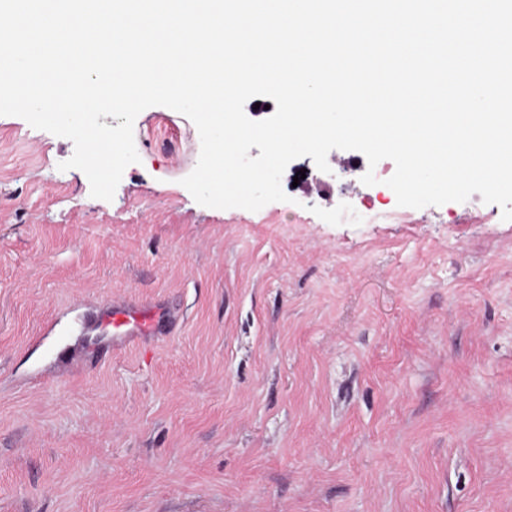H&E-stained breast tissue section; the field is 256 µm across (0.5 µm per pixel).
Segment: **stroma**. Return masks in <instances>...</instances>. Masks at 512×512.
Returning <instances> with one entry per match:
<instances>
[{"mask_svg":"<svg viewBox=\"0 0 512 512\" xmlns=\"http://www.w3.org/2000/svg\"><path fill=\"white\" fill-rule=\"evenodd\" d=\"M134 141L105 201L72 141L0 116V512H512L498 205L398 206L335 149L215 209L181 184L191 120L149 107ZM115 300L151 337L113 348Z\"/></svg>","mask_w":512,"mask_h":512,"instance_id":"obj_1","label":"stroma"}]
</instances>
